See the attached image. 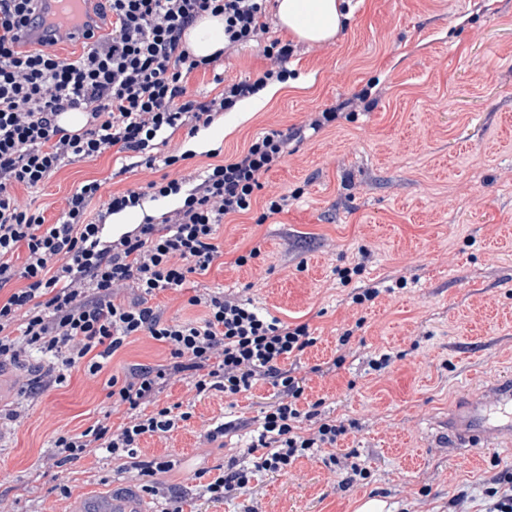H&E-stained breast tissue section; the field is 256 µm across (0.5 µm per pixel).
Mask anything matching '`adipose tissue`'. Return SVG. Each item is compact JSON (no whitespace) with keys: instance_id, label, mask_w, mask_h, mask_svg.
I'll use <instances>...</instances> for the list:
<instances>
[{"instance_id":"adipose-tissue-1","label":"adipose tissue","mask_w":512,"mask_h":512,"mask_svg":"<svg viewBox=\"0 0 512 512\" xmlns=\"http://www.w3.org/2000/svg\"><path fill=\"white\" fill-rule=\"evenodd\" d=\"M277 17L299 40L323 43L333 38L341 27L344 12L341 0H278ZM196 56L213 54L224 46V20L205 16L185 33Z\"/></svg>"}]
</instances>
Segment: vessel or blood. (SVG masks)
Returning a JSON list of instances; mask_svg holds the SVG:
<instances>
[{"label": "vessel or blood", "mask_w": 512, "mask_h": 512, "mask_svg": "<svg viewBox=\"0 0 512 512\" xmlns=\"http://www.w3.org/2000/svg\"><path fill=\"white\" fill-rule=\"evenodd\" d=\"M46 16L67 10L87 15L84 0H42ZM452 448H491L512 442V378H506L479 395L464 399L449 415L446 427ZM80 512H148L135 490L120 488L87 495Z\"/></svg>", "instance_id": "obj_1"}]
</instances>
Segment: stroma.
Returning a JSON list of instances; mask_svg holds the SVG:
<instances>
[{
	"mask_svg": "<svg viewBox=\"0 0 512 512\" xmlns=\"http://www.w3.org/2000/svg\"><path fill=\"white\" fill-rule=\"evenodd\" d=\"M348 8L323 44L292 41L270 18L272 36L293 43L287 84L249 117L225 113L194 140L227 157L366 88L372 109L295 143L257 193L261 201L296 193L288 211L263 225L251 213L221 224L222 263L191 278L181 295L162 292L154 303L167 318H192L201 310L188 298L221 288L281 320L309 323L317 342L300 360V378L332 362L338 336L352 330L345 362L311 378L308 399L351 423L334 452L358 453L367 479L345 485L320 460L301 458L288 471L257 473L245 496L207 500L196 473L244 459L249 425L274 390L260 383L229 399L197 393L178 376L161 401L192 405L195 416L166 440L147 442L172 470L145 477L103 454L57 466V436L106 415L123 420L107 397L112 375L164 363L165 352L144 336L97 376L73 370L35 397L28 382L49 370L48 361L26 352L0 366V411L20 413L0 433V512H74L86 494L146 483L163 490L149 497L152 512L170 496L185 512H357L370 499L383 501L384 512H485L487 482L512 472V451L451 454L442 437L465 392L512 376V0H349ZM115 166L106 153L16 193L51 224L58 200L82 181L103 182L88 207L93 216L112 190L162 176L138 168L116 178ZM258 240L261 255L236 266ZM357 262L360 275L343 286L337 269ZM399 279L405 287H396ZM375 285L382 292L374 302L351 303V288ZM381 353L393 362L378 372L369 362ZM214 416L233 425L219 444L204 438V421Z\"/></svg>",
	"mask_w": 512,
	"mask_h": 512,
	"instance_id": "obj_1",
	"label": "stroma"
}]
</instances>
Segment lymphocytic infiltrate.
I'll return each instance as SVG.
<instances>
[{"label":"lymphocytic infiltrate","instance_id":"obj_1","mask_svg":"<svg viewBox=\"0 0 512 512\" xmlns=\"http://www.w3.org/2000/svg\"><path fill=\"white\" fill-rule=\"evenodd\" d=\"M266 2L103 0L97 16L105 34L63 32L51 24L46 37L31 47L28 30L40 20L38 0H0V290L7 292L0 297V363L29 349L51 356L55 365L49 379L32 385L39 391L64 383L78 367L100 373L139 336L169 352L167 364H135L123 376L111 377L108 397L126 406V422L114 427L98 420L81 432L58 436L53 446L60 464L102 451L117 460L139 459L144 438L167 436L195 416L181 404L160 403L168 379L181 374L200 393L215 390L233 397L260 382L278 393L259 417L247 448L252 466L229 461L202 484L207 498L245 494L255 473L287 471L302 457L322 458L346 484L368 476L356 453L332 454L348 426L323 414L319 402L308 401L304 380L286 366L315 344L308 324L282 321L220 290L188 298V305L204 309L198 320L165 319L152 304L158 293L180 294L190 276L209 272L222 255L217 231L224 221L257 203L261 224L287 210L285 194L257 201L260 178L284 161L305 132L335 123V108L310 113L305 125L265 132L231 158L208 164L198 183L165 176L112 193L92 220L88 206L101 181L75 187L52 224L15 192L108 151L150 170L190 159L187 151L169 150L160 157L155 150L167 146L178 130L196 136L238 101L290 76L286 62L293 47L269 37ZM207 14L224 19L223 51L260 41L272 66L256 79L225 85L199 101L189 79L216 69L223 52L195 56L184 36ZM79 35L81 53L60 57L57 44ZM69 110L85 115L80 129L61 125L62 113ZM170 197L177 205L159 217L105 236L110 217L145 200ZM21 248L26 258L19 265L15 255ZM127 289L136 297L126 303L118 295Z\"/></svg>","mask_w":512,"mask_h":512}]
</instances>
